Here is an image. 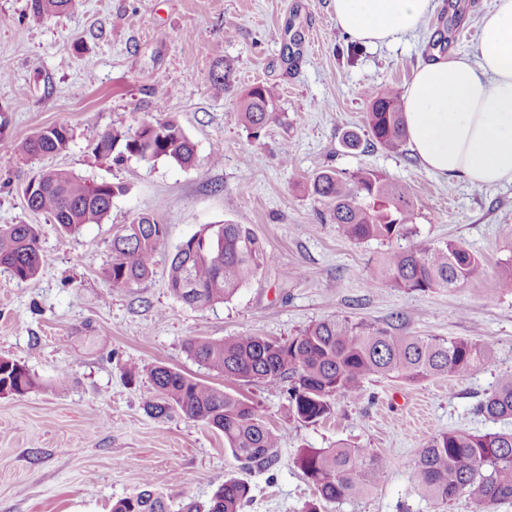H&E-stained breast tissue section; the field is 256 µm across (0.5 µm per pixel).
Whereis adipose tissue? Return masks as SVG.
I'll return each mask as SVG.
<instances>
[{
  "instance_id": "ef3b65f1",
  "label": "adipose tissue",
  "mask_w": 512,
  "mask_h": 512,
  "mask_svg": "<svg viewBox=\"0 0 512 512\" xmlns=\"http://www.w3.org/2000/svg\"><path fill=\"white\" fill-rule=\"evenodd\" d=\"M337 25L363 44L414 32L434 0H331ZM407 142L430 173L476 187L512 182V0L481 22L475 56L418 67L405 94Z\"/></svg>"
}]
</instances>
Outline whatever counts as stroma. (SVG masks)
Listing matches in <instances>:
<instances>
[{
	"label": "stroma",
	"mask_w": 512,
	"mask_h": 512,
	"mask_svg": "<svg viewBox=\"0 0 512 512\" xmlns=\"http://www.w3.org/2000/svg\"><path fill=\"white\" fill-rule=\"evenodd\" d=\"M458 2L461 19L448 0H435L417 31L375 47L337 27L330 0H81L39 23L29 20L27 0H0V16L10 19L0 26V226L37 225L45 258L29 281L0 272V358L40 381L24 396L0 398V512H111L113 501L146 485L176 503L186 494L204 503L228 478L250 486L241 512H306L317 494L294 457L342 442L375 449L390 465L369 493L325 512H477L466 493L446 505L425 498L410 473L438 432L512 431V420L494 423L476 411L512 373V288L500 280L512 263V183L447 181L409 147L342 144L344 131H363L383 86L407 90L418 64L475 53L481 19L497 0ZM224 61L239 89L263 83L278 92L280 119L260 135L243 125L235 99L210 91ZM159 105L195 143V166L93 155L86 129H133ZM58 124L74 131L68 151L23 160L22 142ZM46 168L127 191L103 223L62 235L22 194ZM329 169H376L408 184L418 243L462 242L482 256L484 278L424 293L371 284L384 244L341 237L306 190ZM143 212L167 227L156 271L113 287L103 274L112 229ZM227 221L248 225L272 260L228 302L185 307L168 290V258L202 226ZM336 314L397 335L471 339L496 357L464 378H371L362 400L336 396L331 417L308 425L289 420L279 392L239 387L282 434L270 470L241 468L223 434L200 423L149 417V383L125 375L161 362L221 388L223 377L187 356V338L283 340Z\"/></svg>",
	"instance_id": "35a3bbf8"
}]
</instances>
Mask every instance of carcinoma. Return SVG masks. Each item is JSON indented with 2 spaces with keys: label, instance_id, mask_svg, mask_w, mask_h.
Returning a JSON list of instances; mask_svg holds the SVG:
<instances>
[{
  "label": "carcinoma",
  "instance_id": "cac0c4a2",
  "mask_svg": "<svg viewBox=\"0 0 512 512\" xmlns=\"http://www.w3.org/2000/svg\"><path fill=\"white\" fill-rule=\"evenodd\" d=\"M78 0H30L29 17H47L74 11ZM217 96L234 92L233 69L224 65L210 75ZM277 94L257 84L239 98L241 120L258 134L278 119ZM367 139L355 131L343 136V145L362 143L398 151L406 141L400 92L383 87L366 115ZM73 130L55 125L35 131L21 145V155L38 159L69 149ZM86 140L96 154L119 163L135 157L147 163L160 159L181 167L196 163L195 144L172 119L159 116L136 130L90 129ZM120 183L94 181L64 169L41 171L23 188L30 210L47 215L60 232L71 234L86 224H101L112 200L125 194ZM310 191L329 209L341 237L353 242L380 241L398 245L383 252L375 280L408 292L455 288L481 279L482 259L460 242L417 245L400 241L413 236L415 204L406 184L377 170H359L348 177L334 171L318 173ZM166 237L164 225L150 214L114 228L111 260L104 274L114 288H130L154 273V256ZM270 261L262 241L245 224H207L176 249L167 273L170 294L191 308H203L232 299ZM44 263L39 232L33 224L0 228V268L20 281L37 276ZM192 280L198 291L183 287ZM188 356L224 380L261 386L286 395L288 416L302 424L316 423L332 414V399L343 395L359 399L372 377L401 378L410 382L454 376L463 378L493 360V350L467 338L398 336L364 321L338 315L315 322L288 340L236 336L211 340L190 337ZM146 375L152 391L143 402L155 419L180 413L224 435V445L247 468L278 464L281 434L266 425L255 407L230 392L186 375L163 363L136 367L129 378ZM39 386L37 377L17 361L0 358V397L24 396ZM476 410L496 421L512 418V374L502 376ZM294 465L315 486L318 501L339 502L366 494L388 467V460L371 448L338 444L334 448H303ZM411 480L423 495L446 504L464 492L476 500L479 512H495L512 501V432L469 433L442 431L420 450ZM250 486L229 479L208 505L186 498L178 512H240ZM112 512H172L171 504L144 489L120 498Z\"/></svg>",
  "mask_w": 512,
  "mask_h": 512
}]
</instances>
